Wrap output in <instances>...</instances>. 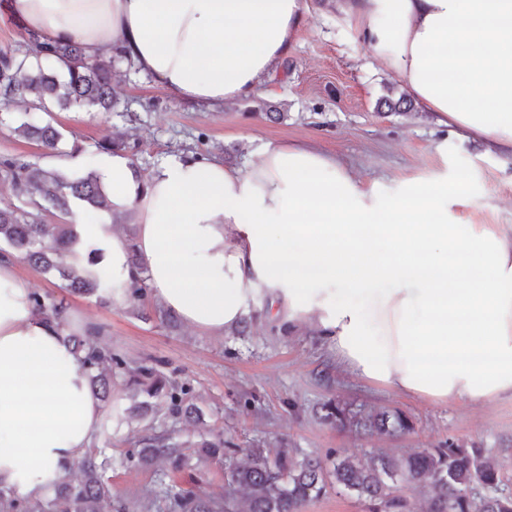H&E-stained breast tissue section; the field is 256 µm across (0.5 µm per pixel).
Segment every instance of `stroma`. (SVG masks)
<instances>
[{
	"label": "stroma",
	"mask_w": 512,
	"mask_h": 512,
	"mask_svg": "<svg viewBox=\"0 0 512 512\" xmlns=\"http://www.w3.org/2000/svg\"><path fill=\"white\" fill-rule=\"evenodd\" d=\"M306 5L275 78L251 100L215 109L178 102L152 77L121 68L116 91L127 104L124 114L0 107V157L60 167L78 155L81 170L95 169L105 157L98 142L119 130L138 140L134 161L147 174L186 151L242 168L264 144L307 143L336 156L365 183L393 190L414 183L460 186L462 198L451 210L462 223L512 225V158L438 125L421 106L382 111L394 75L336 12L333 0H306ZM267 105L280 107L287 119L274 123L254 117V110ZM27 117L50 121L62 132L58 152L46 153L16 134ZM17 272L31 291L64 296L67 307L92 320L101 342L127 361L157 367L173 384L189 388V403L203 413L200 425L169 416L157 423L116 425L99 436L97 446L111 459L105 478L112 491L101 512H167L164 494L172 484L223 502L226 465L275 448L326 460L339 451L363 459L380 449L402 455L452 440L484 448L500 465L503 490L512 492L510 398L441 404L369 383L337 370L325 337L313 324L267 317L264 301L246 335L210 336L181 321L169 326L141 318L129 303L63 294L54 277L24 262ZM329 399L362 417L400 411L410 428L383 434L362 425H331L316 414ZM159 431L188 445V467L174 472L161 460L148 467L128 462V452ZM217 434L224 437L223 455L200 458L197 443Z\"/></svg>",
	"instance_id": "35a3bbf8"
}]
</instances>
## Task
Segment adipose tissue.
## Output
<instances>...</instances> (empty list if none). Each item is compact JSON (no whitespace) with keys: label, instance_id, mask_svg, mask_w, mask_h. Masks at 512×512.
<instances>
[{"label":"adipose tissue","instance_id":"1","mask_svg":"<svg viewBox=\"0 0 512 512\" xmlns=\"http://www.w3.org/2000/svg\"><path fill=\"white\" fill-rule=\"evenodd\" d=\"M337 9L438 124L512 157V0H336ZM41 42L86 59L123 52L174 100L208 107L257 96L294 42L305 0H5ZM119 225L77 214L87 267L97 248L124 302L142 258L154 299L223 335L260 298L314 323L338 366L437 403L512 398V226L449 216L458 187L367 185L334 156L268 143L247 168L192 152L149 174L125 154L101 164ZM135 227L126 234L122 223ZM20 256L0 254V487L44 497L104 416L65 343L34 313ZM358 293L356 306L342 293Z\"/></svg>","mask_w":512,"mask_h":512}]
</instances>
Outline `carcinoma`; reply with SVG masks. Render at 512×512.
Masks as SVG:
<instances>
[{"mask_svg":"<svg viewBox=\"0 0 512 512\" xmlns=\"http://www.w3.org/2000/svg\"><path fill=\"white\" fill-rule=\"evenodd\" d=\"M29 40L35 45L32 55L0 49L1 105L24 103L43 108L53 101L99 112L118 109L113 73L118 64L133 69L129 58L116 53L89 61L75 44H42L32 36ZM15 132L51 151L62 138L52 124L31 120L22 121ZM99 147L111 153L133 151L119 134L102 140ZM0 173L11 182L16 195L29 199L38 209L69 216L67 199L72 197L83 204L90 220L112 210L111 195L94 171L70 177L15 158H0ZM0 242L20 253L31 266L57 276L62 290L112 300V278L107 267L98 265L99 250H89L88 263L94 269L85 274L61 261L63 254L80 244L75 224H40L29 211L1 206ZM131 264L138 276L125 292L129 301L139 303L145 300L148 285L142 259L135 252ZM30 303L37 315L47 318L59 320L66 310L64 301L49 292L30 294ZM98 337L97 333L72 335L68 342L92 390L112 405L101 432H107L114 419L121 423L150 412L157 415L165 405L173 412L192 414L184 405L187 388L171 384L153 367L129 366L121 355L100 346ZM118 377L144 399L130 407L112 402V379ZM320 411L327 423L339 427L354 423L355 416L338 401H325ZM367 422L382 432L409 429L408 419L396 411H384ZM139 459L144 463L164 460L174 470L186 465L182 444L164 436L149 438ZM104 466L96 452L86 451L54 483L53 495L43 500L21 498L11 488L1 487L0 512H101V502L110 496L103 479ZM75 467L80 477L73 481L70 474ZM500 483V468L484 449L453 441L403 456L379 453L366 461L338 452L330 468L318 457L296 461L282 449L273 455L260 451L243 466H229L224 472V504L231 512H302L305 504L334 486L336 492L365 502L368 512H512V494L501 491ZM415 486L428 490L422 504L410 502L403 492V488ZM479 488L485 493L477 492ZM167 498L169 512H219L218 506L181 492L169 491Z\"/></svg>","mask_w":512,"mask_h":512,"instance_id":"cac0c4a2","label":"carcinoma"}]
</instances>
